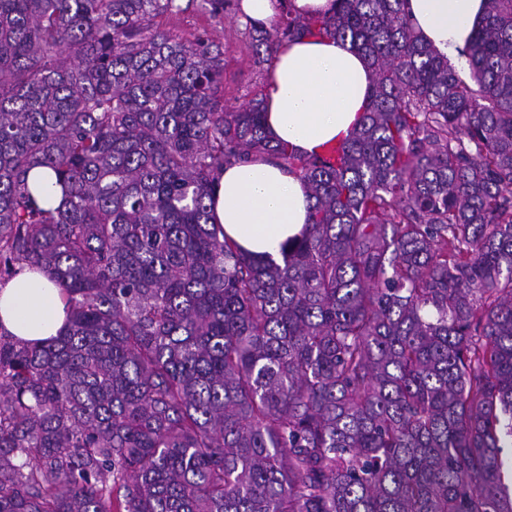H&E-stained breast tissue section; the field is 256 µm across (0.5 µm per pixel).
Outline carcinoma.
Listing matches in <instances>:
<instances>
[{
  "label": "carcinoma",
  "mask_w": 512,
  "mask_h": 512,
  "mask_svg": "<svg viewBox=\"0 0 512 512\" xmlns=\"http://www.w3.org/2000/svg\"><path fill=\"white\" fill-rule=\"evenodd\" d=\"M484 2L468 83L406 0L247 21L261 69L363 55L333 160L273 142L263 91L224 101L219 46L160 23L179 0H0V276L69 310L0 334V512H512V0ZM255 159L308 189L279 261L208 204ZM65 323V303L60 288L44 271L25 267L0 285L2 331L32 345H40V341L58 336Z\"/></svg>",
  "instance_id": "1"
}]
</instances>
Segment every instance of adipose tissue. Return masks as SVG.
I'll use <instances>...</instances> for the list:
<instances>
[{"mask_svg": "<svg viewBox=\"0 0 512 512\" xmlns=\"http://www.w3.org/2000/svg\"><path fill=\"white\" fill-rule=\"evenodd\" d=\"M407 11L425 40L456 61L484 0H408ZM369 82L367 63L350 42L284 43L264 90L269 137L306 154L348 137L364 110ZM213 201L225 235L254 255L279 257L308 219L304 183L269 162L226 167ZM65 323L60 289L44 271L26 268L0 285V330L34 345L57 336Z\"/></svg>", "mask_w": 512, "mask_h": 512, "instance_id": "1", "label": "adipose tissue"}]
</instances>
